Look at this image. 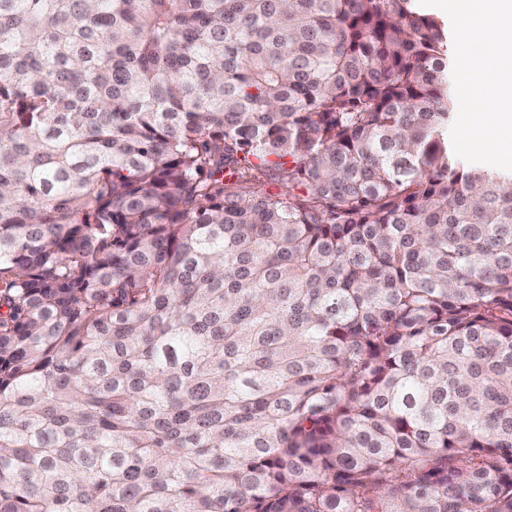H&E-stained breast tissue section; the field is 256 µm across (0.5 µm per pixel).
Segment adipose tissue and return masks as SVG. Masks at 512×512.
I'll return each instance as SVG.
<instances>
[{
  "label": "adipose tissue",
  "instance_id": "ef3b65f1",
  "mask_svg": "<svg viewBox=\"0 0 512 512\" xmlns=\"http://www.w3.org/2000/svg\"><path fill=\"white\" fill-rule=\"evenodd\" d=\"M465 4L457 17L458 42L470 53L464 80L485 87L471 127L479 135L487 123H494L493 142L512 145V74L494 75L489 68L493 58L512 63V31L499 30L504 18H512V0H465ZM489 33L494 36L489 54L473 52V45Z\"/></svg>",
  "mask_w": 512,
  "mask_h": 512
}]
</instances>
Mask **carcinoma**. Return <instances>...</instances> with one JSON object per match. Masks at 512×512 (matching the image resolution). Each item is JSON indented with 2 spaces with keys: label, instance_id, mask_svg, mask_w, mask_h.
I'll list each match as a JSON object with an SVG mask.
<instances>
[{
  "label": "carcinoma",
  "instance_id": "cac0c4a2",
  "mask_svg": "<svg viewBox=\"0 0 512 512\" xmlns=\"http://www.w3.org/2000/svg\"><path fill=\"white\" fill-rule=\"evenodd\" d=\"M452 57L417 0H0V512H512Z\"/></svg>",
  "mask_w": 512,
  "mask_h": 512
}]
</instances>
